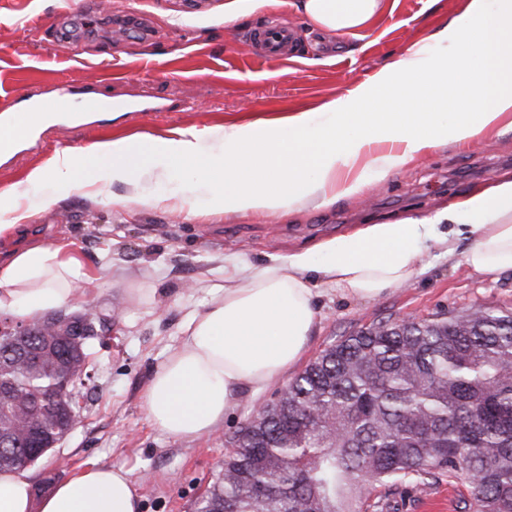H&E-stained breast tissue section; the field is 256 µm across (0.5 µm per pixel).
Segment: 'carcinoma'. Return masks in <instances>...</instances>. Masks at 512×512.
<instances>
[{
  "instance_id": "obj_1",
  "label": "carcinoma",
  "mask_w": 512,
  "mask_h": 512,
  "mask_svg": "<svg viewBox=\"0 0 512 512\" xmlns=\"http://www.w3.org/2000/svg\"><path fill=\"white\" fill-rule=\"evenodd\" d=\"M64 314L29 336L0 340V400L15 403L49 441L62 364L89 349L43 345ZM0 471L33 440L25 421L0 422ZM203 512H384L402 486L424 493L464 477V512H512V313L485 310L404 323L381 321L325 349L270 403L258 424L227 440Z\"/></svg>"
}]
</instances>
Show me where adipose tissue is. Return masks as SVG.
Instances as JSON below:
<instances>
[{
	"label": "adipose tissue",
	"instance_id": "ef3b65f1",
	"mask_svg": "<svg viewBox=\"0 0 512 512\" xmlns=\"http://www.w3.org/2000/svg\"><path fill=\"white\" fill-rule=\"evenodd\" d=\"M383 2L300 0V7L320 32L355 37ZM438 38L455 64L453 76L422 70L410 52L325 103L324 123L299 112L260 130L238 127L215 154L192 133L99 141L56 156L27 181L43 186L62 176L74 190L104 182L136 187L173 169L190 174L188 192L213 208L265 216L361 194L363 169L388 173L426 149L474 139L512 113V0H469ZM380 143L391 144V152L373 155ZM444 224L470 238L463 254L469 268L488 276L512 272V179L425 222L367 224L259 264L225 262L212 300L189 314L181 344L143 393L151 424L177 439L209 433L240 391L262 390L299 362L317 325L318 290L371 299L409 282L430 251L454 254ZM101 276L70 243L29 244L0 263V314L40 318L70 305L77 283ZM140 510L139 486L122 466L86 462L40 497L29 469L0 472V512Z\"/></svg>",
	"mask_w": 512,
	"mask_h": 512
}]
</instances>
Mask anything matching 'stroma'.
I'll use <instances>...</instances> for the list:
<instances>
[{
  "instance_id": "stroma-1",
  "label": "stroma",
  "mask_w": 512,
  "mask_h": 512,
  "mask_svg": "<svg viewBox=\"0 0 512 512\" xmlns=\"http://www.w3.org/2000/svg\"><path fill=\"white\" fill-rule=\"evenodd\" d=\"M275 0L242 5L224 19L225 0H0V110L30 90L72 83L78 96L112 99L109 112L56 122L0 157V191L16 190L26 212L18 244L73 241L89 268L112 262L95 293L68 313L95 305L108 325L90 348L91 393L82 422L31 467L38 490L73 475L87 461L124 466L140 486L142 512H193L217 477L226 440L271 403L290 369L259 393L244 392L223 422L205 436L179 440L149 421L142 394L156 367L175 349L190 309L208 303L225 259L258 263L361 224L422 221L473 190L512 175V127L421 153L379 175L364 172L360 195L275 216L224 214L183 206L176 181L148 184L155 205L134 201L133 187L109 183L75 191L65 184L29 186L26 178L65 151L130 136L178 138L195 130L204 150L243 124L261 125L297 112L321 121L322 106L367 82L411 50L444 62L435 36L468 0H384V10L356 40L322 41L296 7ZM271 19L288 21L296 52L287 59L258 54L248 33ZM52 196L43 205L42 196ZM459 237L453 256L431 259L409 284L376 299H316L317 327L304 362L342 337L379 321L425 319L463 310L512 311V273L491 278L468 268ZM150 294L138 301L131 289ZM466 483L440 481L431 495L392 499L389 512H460Z\"/></svg>"
}]
</instances>
